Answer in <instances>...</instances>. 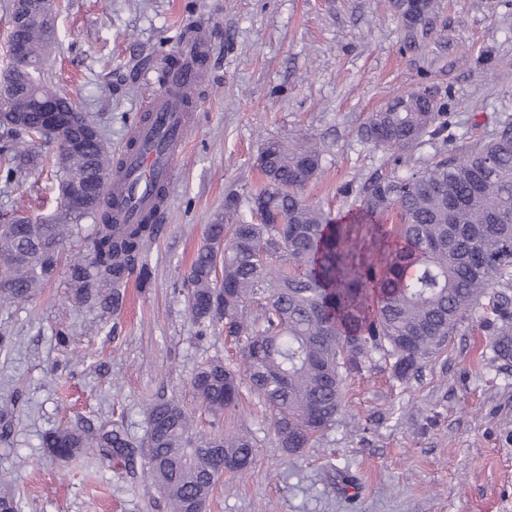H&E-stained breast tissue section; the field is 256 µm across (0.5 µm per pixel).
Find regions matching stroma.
<instances>
[{
    "label": "stroma",
    "instance_id": "35a3bbf8",
    "mask_svg": "<svg viewBox=\"0 0 512 512\" xmlns=\"http://www.w3.org/2000/svg\"><path fill=\"white\" fill-rule=\"evenodd\" d=\"M55 4L45 81L80 103L115 152L157 89L182 20L208 30L212 52L162 232L144 255L150 284L128 281L119 309L104 312L73 306L61 271L40 296L0 308V332L15 341L0 353V406L15 407L0 440V479L11 481L22 512H166L143 480L145 459L62 462L42 448L43 435L115 421L142 438L155 400L192 403L188 380L200 362L234 356L218 332L197 339L182 275L227 196L250 219L263 140H319L323 170L305 195L344 217L373 173H412L512 123V0H432L415 24L393 0ZM413 90L435 99L442 130L398 166L359 129ZM56 197L55 180L38 172L0 185V222L48 217ZM492 319L482 298L409 382L382 361L349 376L342 415L294 460L277 446L264 409L242 400L222 424L257 434L256 460L246 473H225L206 512H512V360L493 353Z\"/></svg>",
    "mask_w": 512,
    "mask_h": 512
}]
</instances>
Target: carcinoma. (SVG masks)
Listing matches in <instances>:
<instances>
[{
	"instance_id": "1",
	"label": "carcinoma",
	"mask_w": 512,
	"mask_h": 512,
	"mask_svg": "<svg viewBox=\"0 0 512 512\" xmlns=\"http://www.w3.org/2000/svg\"><path fill=\"white\" fill-rule=\"evenodd\" d=\"M41 19L15 32L42 62L56 42L53 0ZM8 95L0 99V183L10 187L39 165L32 143L49 140L37 99L64 110L77 103L41 79V68L12 65ZM440 108L423 93L397 94L371 113L362 138L400 155L432 133ZM264 187L252 195L273 220L236 221L238 199L206 226L205 243L184 276L188 313L204 332L224 325L238 363L212 357L190 380L196 405L174 397L155 401L142 439L113 422L97 431L60 427L42 446L69 460L94 451L102 462L148 459L144 475L162 492L169 512H205L224 472L254 464L257 437L214 428L246 392L271 415L277 445L295 457L336 422L344 383L380 357L407 382L447 346L448 336L480 299L493 293L497 358L512 359V124L463 154L402 175L376 173L359 191L360 205L338 220L308 203L304 188L318 178L323 151L308 137L268 139L257 156ZM60 183L91 171L112 174L101 129L82 148L52 161ZM97 221L88 254L75 255L66 273L78 307L116 308L133 272L144 284L142 260L155 224H116L112 194L94 207L59 210L51 221L12 218L0 224V306L26 302L55 276L65 239L78 223ZM221 264L223 282L215 275ZM110 288L112 294L99 295Z\"/></svg>"
}]
</instances>
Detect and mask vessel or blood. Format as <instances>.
I'll return each mask as SVG.
<instances>
[{"mask_svg":"<svg viewBox=\"0 0 512 512\" xmlns=\"http://www.w3.org/2000/svg\"><path fill=\"white\" fill-rule=\"evenodd\" d=\"M206 52L203 27L184 33L175 51L180 66L169 69L147 103L150 122L134 126L129 145L118 152L116 162L123 177L112 184L113 196L122 201L118 223H140L146 214H158L168 205L173 160L185 148L192 130L186 96L204 81L199 61Z\"/></svg>","mask_w":512,"mask_h":512,"instance_id":"1","label":"vessel or blood"}]
</instances>
